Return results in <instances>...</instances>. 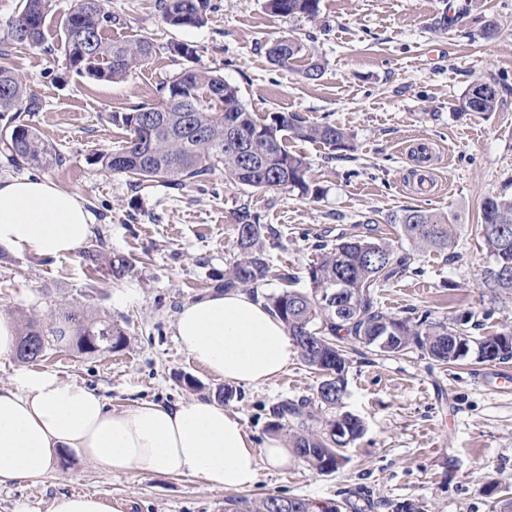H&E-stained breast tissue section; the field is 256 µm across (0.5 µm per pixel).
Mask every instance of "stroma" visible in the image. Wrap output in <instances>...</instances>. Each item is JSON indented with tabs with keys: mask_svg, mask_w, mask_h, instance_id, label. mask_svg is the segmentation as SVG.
<instances>
[{
	"mask_svg": "<svg viewBox=\"0 0 512 512\" xmlns=\"http://www.w3.org/2000/svg\"><path fill=\"white\" fill-rule=\"evenodd\" d=\"M74 0H52L40 46L5 44L39 108L26 121L61 156L24 174L77 193L95 218L112 257L131 270L114 278L90 267L81 253L61 258L0 251V313L49 328L58 312L120 328L125 345L107 353L49 351L38 370L95 389L108 409L151 401L173 405L217 398L224 383L194 363L175 338V317L192 300L217 291L236 259V220L249 207L272 227L267 255L276 279L261 295L279 292V273L293 289L310 290L309 270L321 245L361 233L373 222L398 252H412L400 234L405 211L448 215L456 236L448 249L412 252L410 269L378 291L379 309L405 315L429 311L453 323L472 316L471 334L495 335L512 325V298L482 280L489 258L481 238L485 199L512 197V0H320L317 16H278L265 0H211L200 27L166 24L158 0H107L110 40L145 38L157 52L126 79L95 81L70 71L61 50L63 24ZM292 39L302 50L292 64L271 63L268 50ZM198 46L199 63L221 71L257 122L275 112L304 123L328 121L350 137L347 150L286 137L302 156L318 195L292 188L256 189L215 171L177 190L159 181H131L102 170L96 157L117 149L126 131L112 115L156 102L160 89L185 67L168 46ZM323 67L319 79L305 70ZM501 85L496 111L459 114L475 82ZM345 408L364 435L346 450L343 468L322 474L292 457L287 470H261L242 489L257 503L271 495L315 501L368 498L371 512L412 502L421 512H500L512 498V360L467 358L447 367L420 353L351 352ZM321 375L293 357L286 371L261 387L240 385L227 408L256 445L287 439L272 412L285 399H314ZM99 493L121 512H224L226 491L190 475L149 471L106 476L67 453L37 481L0 487V512H49L62 494Z\"/></svg>",
	"mask_w": 512,
	"mask_h": 512,
	"instance_id": "1",
	"label": "stroma"
}]
</instances>
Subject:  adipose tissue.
<instances>
[{
	"instance_id": "1",
	"label": "adipose tissue",
	"mask_w": 512,
	"mask_h": 512,
	"mask_svg": "<svg viewBox=\"0 0 512 512\" xmlns=\"http://www.w3.org/2000/svg\"><path fill=\"white\" fill-rule=\"evenodd\" d=\"M92 228L80 195L47 179L0 181V247L58 258L72 254ZM175 332L180 347L210 374L254 387L282 374L296 349L259 297L233 290L186 303ZM66 451L108 476L189 474L223 490L250 487L261 468L281 470L290 462L280 439L256 448L239 416L216 400L142 402L112 411L77 381L45 370L18 371L0 387V485L43 476Z\"/></svg>"
}]
</instances>
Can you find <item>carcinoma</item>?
I'll list each match as a JSON object with an SVG mask.
<instances>
[{"label": "carcinoma", "mask_w": 512, "mask_h": 512, "mask_svg": "<svg viewBox=\"0 0 512 512\" xmlns=\"http://www.w3.org/2000/svg\"><path fill=\"white\" fill-rule=\"evenodd\" d=\"M51 0H23L22 9L3 27V40L36 46L42 43L43 27ZM266 8L277 15H317L319 0H266ZM166 24L198 27L207 20L210 0H159ZM112 25V13L105 0H77L64 26L63 56L67 67L79 76L98 81H121L144 65L156 52L145 39L114 41L104 37ZM169 53L191 62L161 90L159 100L129 112L112 113V122L122 126L129 137L116 150L102 152L96 162L107 172L133 175L140 181L163 180L184 187L202 183L218 169L231 181L257 189L296 188L304 194L318 193L306 182L307 164L288 151L281 132L340 149L346 146L347 132L329 122L297 125L285 112L259 123L242 104L236 87L224 81L219 71L196 66V45L178 42L167 46ZM301 51L299 43L275 42L269 49L271 61L286 67ZM499 101L495 82H477L461 98L463 112H493ZM36 102L25 83L9 66L0 65V119L5 134L0 151L12 170L28 164L49 165L61 161L37 130L21 119ZM249 128L254 139L237 153L224 146V119ZM482 237L492 263L484 271V283L500 295L512 294V198H489L482 208ZM399 223L402 236L418 251L448 248L456 230L449 217L430 210H411ZM266 225L244 206L236 215L239 258L224 271V290L263 287L272 277L264 241ZM85 250L90 266L109 265L113 277L129 270L123 258L114 259L104 249L102 239ZM324 253L310 270L311 292L283 287L266 297L268 306L284 322L303 361L322 374L316 401H284L274 410L282 421L289 420L288 443L312 469L324 473L338 471L347 462L345 450L364 433L363 421L343 410L346 375L350 364L346 343L355 341L382 353L399 354L416 350L439 364H454L473 352L481 361L512 360V328L483 339H475L459 324L434 321L430 314L415 310L405 316H388L378 309L376 290L407 271L411 257L395 255L381 238L349 236L335 244L321 245ZM33 336L41 339L44 351L66 341L81 353L110 352L120 348L125 337L112 323L99 320L85 323L76 311L59 313V322L48 330L34 326L20 337L16 358L34 362L37 357L25 350ZM468 344L459 353L456 340ZM336 410L334 418L318 430L310 427L317 420L315 410ZM227 512H341L335 502H315L305 498L270 495L251 505L245 500L227 499Z\"/></svg>", "instance_id": "cac0c4a2"}]
</instances>
